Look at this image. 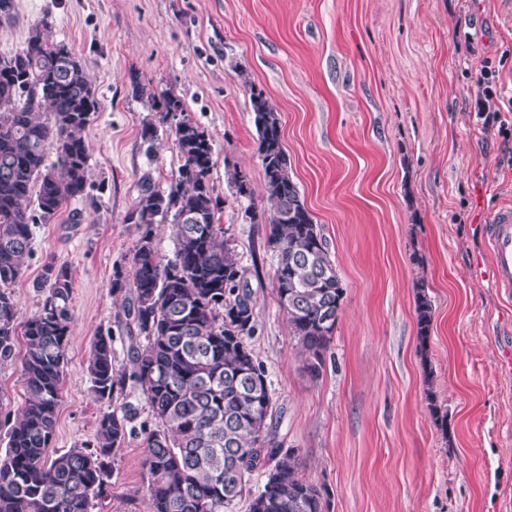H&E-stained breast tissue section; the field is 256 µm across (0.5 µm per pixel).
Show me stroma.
Here are the masks:
<instances>
[{"label":"stroma","instance_id":"stroma-1","mask_svg":"<svg viewBox=\"0 0 512 512\" xmlns=\"http://www.w3.org/2000/svg\"><path fill=\"white\" fill-rule=\"evenodd\" d=\"M0 56L52 20L87 64L98 102L84 131L85 195L32 228L14 286L20 319L42 306L49 261L67 265L73 333L53 450L93 441L110 410L91 391L90 343L117 321L115 266L140 237L126 216L137 181L166 185L180 164L171 121L132 79L173 91L214 147L218 214L253 292L251 345L265 367L283 448L297 449L324 512H512V301L490 264L481 214L512 201V0H14ZM498 72L483 102V63ZM277 109L291 175L346 289L325 368L312 379L273 287L267 224L251 223L226 180L238 169L263 209L251 95ZM500 110L505 129L486 126ZM160 140L147 156L145 122ZM81 214L69 221L70 211ZM433 306L418 341L417 290ZM23 340L0 362V450L25 405ZM440 407L446 423L435 421ZM142 439L116 458L93 512H148Z\"/></svg>","mask_w":512,"mask_h":512}]
</instances>
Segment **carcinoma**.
Listing matches in <instances>:
<instances>
[{
	"mask_svg": "<svg viewBox=\"0 0 512 512\" xmlns=\"http://www.w3.org/2000/svg\"><path fill=\"white\" fill-rule=\"evenodd\" d=\"M47 18L25 46L0 58V361L14 355L18 304L13 286L31 251V226L47 224L88 185L83 131L97 109L87 65L57 40ZM152 111L175 106L131 78ZM258 155L267 208L257 213L253 191L238 169L227 183L248 201L245 215L269 225L276 257L274 288L289 333L313 378L322 374L345 288L319 225L289 171L278 113L252 93ZM181 164L166 188L146 172L127 219L142 233L130 273L116 269L112 295L123 317L92 342L88 372L99 401L128 400L98 420L95 442L48 457L62 395L71 335L72 282L67 266H43L36 287L41 309L22 326L26 351L23 410L6 432L0 455V512H92L111 485L112 463L127 439L143 437L149 512H226L250 477L265 481L248 512H324L323 494L303 475L304 461L276 441L273 395L251 347L257 332L252 291L235 248L218 223L221 200L211 180L213 144L200 126L172 129ZM54 150L48 160L47 149ZM173 225L174 256L163 259L153 225ZM418 340L426 346L433 307L416 299ZM127 363L116 361L115 343ZM141 393L148 408L129 401Z\"/></svg>",
	"mask_w": 512,
	"mask_h": 512,
	"instance_id": "cac0c4a2",
	"label": "carcinoma"
}]
</instances>
